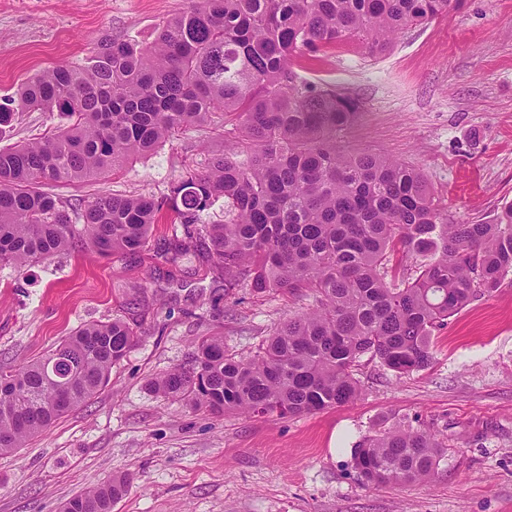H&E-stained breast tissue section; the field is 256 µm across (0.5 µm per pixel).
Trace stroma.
<instances>
[{
	"label": "stroma",
	"instance_id": "stroma-1",
	"mask_svg": "<svg viewBox=\"0 0 512 512\" xmlns=\"http://www.w3.org/2000/svg\"><path fill=\"white\" fill-rule=\"evenodd\" d=\"M189 2L0 0V97L39 71L83 63L103 38L150 44ZM298 74L357 98L361 116L340 147L417 166L449 220L487 222L512 201V0H467L447 19L400 33L383 54L347 42ZM58 123L19 113L0 148ZM220 145L212 130L187 127L119 172L46 190L74 205L112 193L160 198L202 148ZM172 234L156 225L136 255L0 265L2 362L37 358L88 321L121 318L138 332L91 400L0 456V512H61L121 474L130 484L112 512H512V276L433 332L424 370L399 376L365 357L354 402L287 418L218 416L157 396L149 383L207 334L223 336L229 352L255 354L314 298L304 289L225 291L195 241L185 258L193 275L175 272L163 258ZM407 426L443 443L434 476L364 485L353 445Z\"/></svg>",
	"mask_w": 512,
	"mask_h": 512
}]
</instances>
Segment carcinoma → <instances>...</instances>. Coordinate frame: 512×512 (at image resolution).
I'll list each match as a JSON object with an SVG mask.
<instances>
[{"instance_id":"carcinoma-1","label":"carcinoma","mask_w":512,"mask_h":512,"mask_svg":"<svg viewBox=\"0 0 512 512\" xmlns=\"http://www.w3.org/2000/svg\"><path fill=\"white\" fill-rule=\"evenodd\" d=\"M462 2L191 0L149 46L104 38L82 64L41 71L0 104V126L25 110L63 119L37 141L0 150V263L140 252L165 212L207 245L227 290L314 292L315 306L278 324L257 354L203 336L185 364L150 382L161 397L215 414L284 418L353 402L365 356L399 375L427 368L432 331L512 274V202L489 224L448 222L419 169L336 145L360 104L302 80L293 59L346 41L384 53L396 35ZM191 125L214 127L225 147L206 151L159 199L100 196L75 224L73 206L42 190L121 170ZM221 199L224 223H200ZM399 252L415 259V275L391 264ZM185 255L177 238L164 249L175 268ZM136 340L127 321H93L40 358L1 364L0 455L94 397ZM58 354L73 366L62 386L47 374ZM441 457L442 443L414 429L353 448L362 482L374 486L428 479ZM127 484L111 478L63 512H112Z\"/></svg>"}]
</instances>
